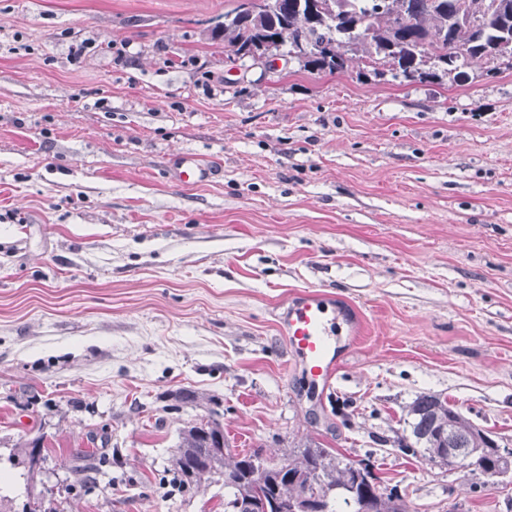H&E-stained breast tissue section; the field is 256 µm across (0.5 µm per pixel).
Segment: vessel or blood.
I'll list each match as a JSON object with an SVG mask.
<instances>
[{
    "mask_svg": "<svg viewBox=\"0 0 512 512\" xmlns=\"http://www.w3.org/2000/svg\"><path fill=\"white\" fill-rule=\"evenodd\" d=\"M213 175V167L197 155L181 153L174 157L171 176L182 185L198 186ZM277 327L297 365L316 387L329 385L341 350L352 346L360 333L357 320L331 304L329 296L313 291L295 293L281 307Z\"/></svg>",
    "mask_w": 512,
    "mask_h": 512,
    "instance_id": "b4317fda",
    "label": "vessel or blood"
}]
</instances>
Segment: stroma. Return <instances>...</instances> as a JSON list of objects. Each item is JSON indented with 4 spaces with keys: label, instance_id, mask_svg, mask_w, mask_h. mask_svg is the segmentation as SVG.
<instances>
[{
    "label": "stroma",
    "instance_id": "stroma-1",
    "mask_svg": "<svg viewBox=\"0 0 512 512\" xmlns=\"http://www.w3.org/2000/svg\"><path fill=\"white\" fill-rule=\"evenodd\" d=\"M234 5L0 0V502L224 512L223 483L161 479L216 408L231 452L313 440L409 512H512V483L396 450L423 393L512 448V70L233 62L211 31ZM179 150L217 176L167 178ZM299 290L361 318L325 389L275 325Z\"/></svg>",
    "mask_w": 512,
    "mask_h": 512
}]
</instances>
